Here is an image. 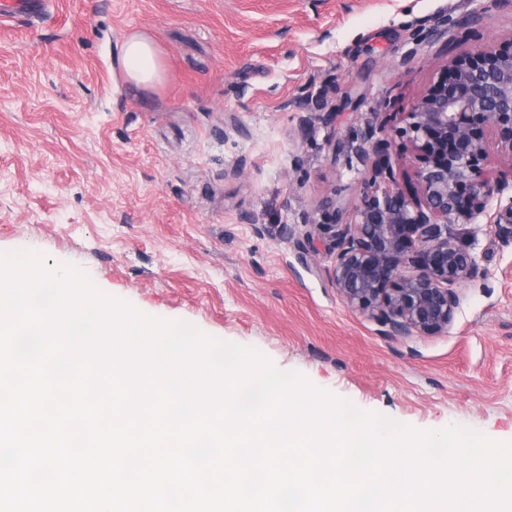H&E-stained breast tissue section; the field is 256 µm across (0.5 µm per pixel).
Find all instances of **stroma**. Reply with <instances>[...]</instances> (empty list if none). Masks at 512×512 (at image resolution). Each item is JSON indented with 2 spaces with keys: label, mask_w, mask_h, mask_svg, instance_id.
Segmentation results:
<instances>
[{
  "label": "stroma",
  "mask_w": 512,
  "mask_h": 512,
  "mask_svg": "<svg viewBox=\"0 0 512 512\" xmlns=\"http://www.w3.org/2000/svg\"><path fill=\"white\" fill-rule=\"evenodd\" d=\"M54 2L38 26L0 23V252L78 269L415 430L512 442V236L460 226L477 272L436 336L349 310L310 239L324 200L349 213L365 180L414 186L406 140L379 175L358 134L399 123L450 56L512 43V0ZM133 31L163 51L156 87L123 79Z\"/></svg>",
  "instance_id": "stroma-1"
}]
</instances>
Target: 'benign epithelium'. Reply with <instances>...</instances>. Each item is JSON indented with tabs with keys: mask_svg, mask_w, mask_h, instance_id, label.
<instances>
[{
	"mask_svg": "<svg viewBox=\"0 0 512 512\" xmlns=\"http://www.w3.org/2000/svg\"><path fill=\"white\" fill-rule=\"evenodd\" d=\"M381 132L376 123L366 124L362 156L383 152L386 142L376 138ZM396 135L420 159L419 195L366 183L354 220L344 221L330 199L331 222L320 228L336 251L331 276L347 308L393 336H433L448 331L458 288L476 271L452 226L484 216L512 235V197L500 205L506 182L486 170L490 135L512 159V48L477 45L448 59Z\"/></svg>",
	"mask_w": 512,
	"mask_h": 512,
	"instance_id": "1",
	"label": "benign epithelium"
}]
</instances>
